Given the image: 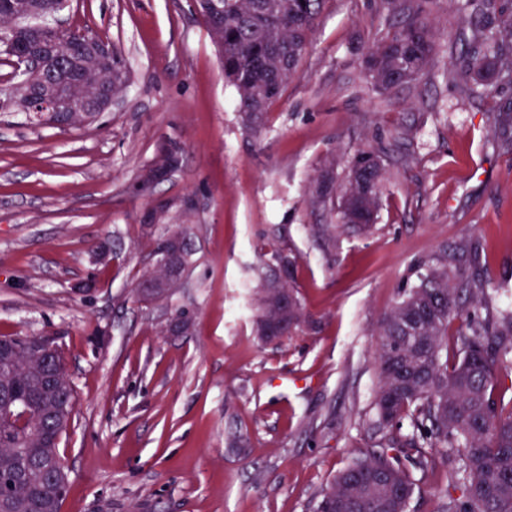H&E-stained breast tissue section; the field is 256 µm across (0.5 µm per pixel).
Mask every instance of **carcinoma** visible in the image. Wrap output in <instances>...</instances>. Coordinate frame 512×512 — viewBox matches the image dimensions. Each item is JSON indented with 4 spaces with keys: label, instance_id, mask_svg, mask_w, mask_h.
<instances>
[{
    "label": "carcinoma",
    "instance_id": "1",
    "mask_svg": "<svg viewBox=\"0 0 512 512\" xmlns=\"http://www.w3.org/2000/svg\"><path fill=\"white\" fill-rule=\"evenodd\" d=\"M55 2L0 0V27ZM324 2L224 0V12L216 13L211 0H196L249 130H259L270 103L295 77ZM467 2L481 8L464 72L476 78L474 92L488 98L498 81L512 80V3ZM384 5L395 22L369 46L362 65L380 95L424 75L437 54L427 6L418 0ZM25 38L69 55V40L52 41L38 29ZM492 121L502 142L511 144L512 110L493 113ZM385 174L381 151L365 147L341 183L326 176L310 186L313 207L338 205L341 226L311 225L328 252L345 225L374 223ZM267 255L250 288L256 335L272 343L301 330L307 316L293 276L275 282L274 267L289 261L288 254L275 246ZM458 262L455 252L423 264L415 284L378 322L370 419L377 440L337 475L335 493L321 496L316 512H410L420 483L440 467L448 487L461 496L445 494L437 512H512V308L492 306L488 281L478 272L464 275ZM279 288L294 295L296 306L288 330L269 334L265 326L279 315ZM42 370L22 352L20 337L0 336V389L36 406L22 428L0 421V493L7 512H60L63 501L59 440L74 409V390L63 359L51 366L55 393L43 392Z\"/></svg>",
    "mask_w": 512,
    "mask_h": 512
}]
</instances>
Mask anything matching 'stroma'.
<instances>
[{
	"label": "stroma",
	"instance_id": "35a3bbf8",
	"mask_svg": "<svg viewBox=\"0 0 512 512\" xmlns=\"http://www.w3.org/2000/svg\"><path fill=\"white\" fill-rule=\"evenodd\" d=\"M54 21L111 42L128 74L79 129L0 109V336L58 337L76 399L61 512H313L371 443L374 329L418 264L479 242L512 306V149L491 123L512 86L479 98L453 78L473 14L437 0L429 72L378 96L360 60L389 29L382 0H327L254 134L190 0H70ZM367 145L389 170L378 219L326 253L309 227L332 216L309 186ZM168 224L195 264L150 304L131 289ZM277 241L309 325L264 344L246 284ZM174 308L194 318L187 335L160 327Z\"/></svg>",
	"mask_w": 512,
	"mask_h": 512
}]
</instances>
